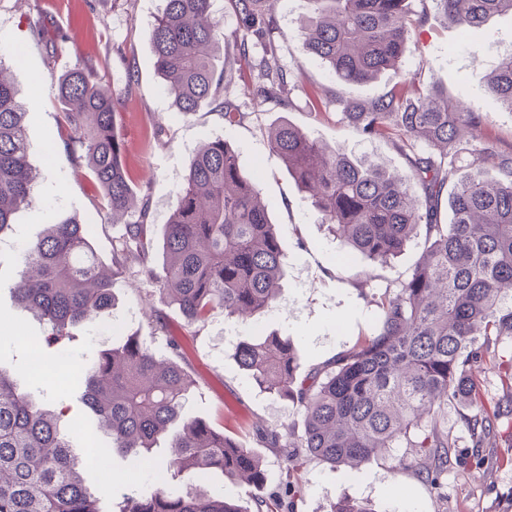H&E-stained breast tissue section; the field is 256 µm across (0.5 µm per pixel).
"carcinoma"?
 <instances>
[{
    "label": "carcinoma",
    "instance_id": "1",
    "mask_svg": "<svg viewBox=\"0 0 512 512\" xmlns=\"http://www.w3.org/2000/svg\"><path fill=\"white\" fill-rule=\"evenodd\" d=\"M212 0H164L152 30L154 67L172 105L186 116L232 81L220 60L226 41L212 16ZM412 0H309L301 26L305 50L346 85L368 82L395 66L427 15ZM471 38L488 19L512 13V0H435ZM250 34L263 38L272 23L267 0H234ZM38 34L55 47L60 31L42 19ZM239 57L257 69L260 95L280 98L299 88L264 44L260 60L247 37H234ZM488 88L512 111V54L488 79ZM65 145H77L93 191L116 220L134 212L116 131L121 96L95 79L87 65L58 81ZM342 121L364 139H386L406 156L407 169L390 172L327 150L283 121L268 133V145L295 181L308 191L325 223L356 253L384 263L397 256L419 225L425 250L411 275L380 302L372 337L332 361L300 375L292 340L269 334L245 336L234 359L257 386L285 396L303 417L301 435L289 428L266 434L282 449L286 473L302 456L336 470L358 468L394 448H412L423 458L421 478L442 485L456 455L440 416L451 401L476 413L465 416L475 444L490 434L493 420L512 415V403L485 413L470 370L512 338V150L486 139L489 120L417 76L386 94L356 99L332 97ZM30 109L18 99L0 61V239L13 231V217L33 207L35 172L29 165L25 122ZM452 219L441 220L443 194ZM139 218L112 238V274L102 271L91 231L77 220L45 225L16 252L21 267L13 288L17 303L48 328L45 342L63 344L72 330L103 319L115 306L113 285L127 274L152 281L180 317L161 309L150 327L168 341L172 358L159 360L137 337L112 342L88 359L68 364L67 374L84 386L87 407L112 451L152 459L155 442L177 425L167 447L166 470L187 483L218 473L230 485L259 486V456L206 421L186 416L194 380L182 367L188 358L186 327L203 326L216 309L247 320L279 299L285 253L256 177L245 176L226 140L205 144L193 157L184 184L163 227L164 260H151L154 228ZM64 414L39 403L0 368V512H102L101 495L83 478L85 455L74 451L60 428ZM295 492L259 499L256 512H294ZM119 512H250L222 493L185 494L160 484L127 501ZM330 512H375L342 499Z\"/></svg>",
    "mask_w": 512,
    "mask_h": 512
}]
</instances>
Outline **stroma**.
Listing matches in <instances>:
<instances>
[{
    "mask_svg": "<svg viewBox=\"0 0 512 512\" xmlns=\"http://www.w3.org/2000/svg\"><path fill=\"white\" fill-rule=\"evenodd\" d=\"M163 6V0H0V34L6 37L0 43V59L11 70L19 100L33 106L26 128L30 163L38 174L35 204L19 212L15 222L22 236L34 239L44 224L69 217L85 221L100 260L107 264L112 259V238L119 228L111 214L101 210L87 168L78 159L79 149L66 147L59 129L58 79L78 64L90 65L98 80L122 93L118 132L132 187L147 199L149 223H166L196 149L210 140L225 139L237 152L243 173L258 175L286 255L280 298L256 318L232 321L218 309L205 326L185 332L195 379L188 416L223 429L253 449L265 472L258 490L245 485L225 488L218 475L205 488L229 490L249 508L254 495L285 491L281 452L265 443L264 434L301 424L302 414L295 403L264 391L239 370L234 360L239 338L259 329L273 331L294 341L302 371L322 365L373 335L381 299L411 274L425 242L424 230H417L405 249L383 264L350 251L322 224L308 193L270 151L268 128L285 119L327 148L391 171L404 170V157L390 144L361 138L341 122L335 106L314 108L308 95L313 91L329 95L341 88L352 97L375 98L403 75L418 72L425 83L442 86L469 110L487 114L493 144L502 150L512 148V111L486 89L499 60L512 53V14L493 17L473 46L428 0L425 30L408 42L397 68L372 81L343 87L326 65L302 47L300 25L310 14L308 0H274L275 25L266 39L276 47L283 67L297 75L300 88L289 99L265 100L256 94V74L235 76L225 87L224 98L243 117L230 126L218 104L202 106L185 118L175 111L155 72L151 43ZM45 8L61 32L52 49L36 37ZM131 74L137 77L132 85L127 82ZM18 275L13 248L0 243V368L23 381L29 375L28 352L20 339L43 335L45 326L16 303L13 287ZM115 297L104 321L78 329L74 342L46 350V357L91 355L115 336L139 337L157 357L169 356L165 339L153 336L149 328L150 308L166 306L156 285L141 276H128L117 281ZM511 365L512 339H504L493 356L473 366L486 409L512 397V375L506 373ZM445 425L459 456L449 465L441 487L420 478V462L408 448L394 449L392 455L356 471L333 470L306 458L293 477L300 489L295 512H330L333 503L344 497L368 503L375 512H512V415L496 422L494 443L479 450L456 404L446 409ZM106 464L114 475L112 501L148 494L160 482L158 464L144 463L135 469L112 452Z\"/></svg>",
    "mask_w": 512,
    "mask_h": 512,
    "instance_id": "obj_1",
    "label": "stroma"
}]
</instances>
